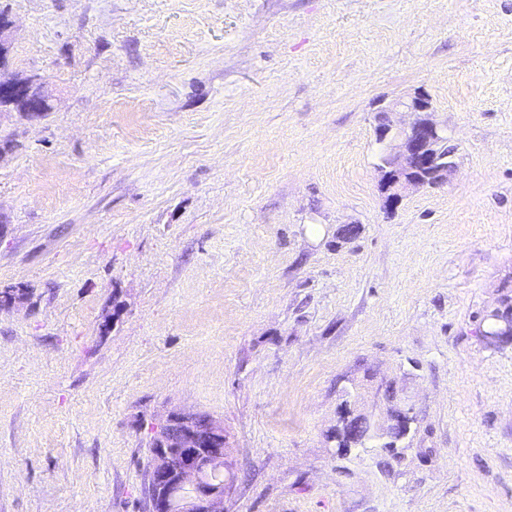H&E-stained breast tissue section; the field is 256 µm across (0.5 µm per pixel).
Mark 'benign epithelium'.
I'll list each match as a JSON object with an SVG mask.
<instances>
[{"mask_svg":"<svg viewBox=\"0 0 512 512\" xmlns=\"http://www.w3.org/2000/svg\"><path fill=\"white\" fill-rule=\"evenodd\" d=\"M10 27L7 17L0 18V83L17 86L27 100L26 112L40 116L54 105V85L40 72L24 75L10 67ZM430 112V99L423 93L380 110L386 123L375 128V133L386 157L380 168L381 193L389 210L412 190L447 184L456 171L457 163L443 155L447 137L429 117ZM403 113L413 115L412 121H400ZM388 389L389 383L380 381L367 398L347 387L341 390L339 411L344 417L362 415L375 421L373 443L384 439L385 419H398L406 430L414 421L412 408L403 404L396 410L385 405ZM152 441L144 484L149 512H224V502L235 487V473L223 421L190 409L173 410L158 421Z\"/></svg>","mask_w":512,"mask_h":512,"instance_id":"1","label":"benign epithelium"}]
</instances>
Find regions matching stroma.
<instances>
[{
  "instance_id": "35a3bbf8",
  "label": "stroma",
  "mask_w": 512,
  "mask_h": 512,
  "mask_svg": "<svg viewBox=\"0 0 512 512\" xmlns=\"http://www.w3.org/2000/svg\"><path fill=\"white\" fill-rule=\"evenodd\" d=\"M53 111L0 114V512H144L160 416L223 420L227 512H512V0H0ZM427 93L448 185L385 209ZM399 460L336 457L345 379ZM389 389V383L380 381L376 385L371 387L369 391V398H365L360 392H358L354 385V394L349 388L344 387L341 390L342 401L339 404V411L344 415V418H350L355 415H362L368 419L374 420L376 424V431L373 434L370 442H379L384 439L382 430V422L387 419H395L398 416V420L401 426L407 431L410 429L411 424L414 421L413 409L401 405L399 411L394 408L386 406L385 401L387 399Z\"/></svg>"
}]
</instances>
